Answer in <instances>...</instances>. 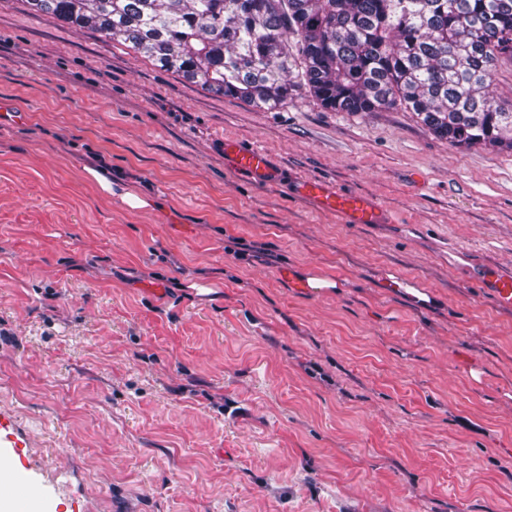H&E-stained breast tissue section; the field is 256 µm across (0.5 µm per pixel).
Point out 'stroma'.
Returning a JSON list of instances; mask_svg holds the SVG:
<instances>
[{
    "label": "stroma",
    "instance_id": "obj_1",
    "mask_svg": "<svg viewBox=\"0 0 512 512\" xmlns=\"http://www.w3.org/2000/svg\"><path fill=\"white\" fill-rule=\"evenodd\" d=\"M100 166L162 208L100 197ZM475 264L512 268V152L401 109L260 110L0 0L15 512H512V310ZM225 154L232 158L233 166L237 170L247 171L262 181L272 177L268 156L262 150L228 142L224 145ZM303 195L315 200L328 211L338 214L347 224H381L380 209L365 197L358 195L330 194L315 180L302 183Z\"/></svg>",
    "mask_w": 512,
    "mask_h": 512
}]
</instances>
